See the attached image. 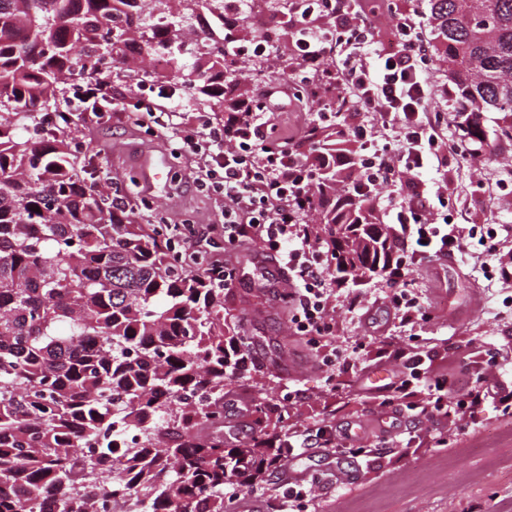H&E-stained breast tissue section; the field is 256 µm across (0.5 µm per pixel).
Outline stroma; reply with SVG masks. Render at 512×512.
I'll use <instances>...</instances> for the list:
<instances>
[{"label": "stroma", "mask_w": 512, "mask_h": 512, "mask_svg": "<svg viewBox=\"0 0 512 512\" xmlns=\"http://www.w3.org/2000/svg\"><path fill=\"white\" fill-rule=\"evenodd\" d=\"M92 147L106 165L114 191L125 197L131 209L149 202L165 223L200 224L224 221V200L199 189L184 178L167 184V195L157 196L134 184L138 159L147 152L168 151L169 133L154 118L89 121ZM500 162L476 170L441 156L438 164L417 177L431 187L447 183L455 199L454 219L459 224L483 227L512 226V144L497 145ZM210 249L213 259L235 266L239 279L224 292V325L232 333L249 336L254 362L243 378L231 386L242 395V408L226 411L224 435L231 445H245V437L257 432L258 423L249 404L263 402L269 408V431H285L298 425L337 419L359 423L363 438L338 437L343 448L340 463L347 471L342 482L327 473L332 458L315 453L296 462L311 487L307 512H512V417L489 412L469 432L447 420L441 424L443 443L424 432L394 435L378 426L372 392L364 390L362 377L378 368L396 373L404 362L397 353L407 339L400 330L375 332L373 323L391 321L384 298L386 289L375 280L339 284L336 289V334L324 351H339V358L322 367L314 363L302 338L289 328L286 308L267 293V273L259 262L260 242L223 250V237ZM416 288L426 296L432 317L417 324L425 352L433 365L452 364L470 373L488 372L487 361L498 352H512V315H503L502 302L512 296V282L485 280L479 261L458 255L456 266L427 261L414 267ZM360 295L371 318L348 312L349 294ZM301 390L296 403H287L289 389ZM352 448L369 449L366 457L349 456Z\"/></svg>", "instance_id": "obj_1"}]
</instances>
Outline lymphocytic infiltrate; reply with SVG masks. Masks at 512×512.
Masks as SVG:
<instances>
[{"mask_svg":"<svg viewBox=\"0 0 512 512\" xmlns=\"http://www.w3.org/2000/svg\"><path fill=\"white\" fill-rule=\"evenodd\" d=\"M391 34L395 51L363 61L375 24L356 0H293L288 23L294 52L302 67L300 84L310 81L309 69L327 57H335L336 73L361 111L372 113L377 126L352 124L346 138L359 143L352 155H337L336 165L360 186H391L393 204L385 228L391 254L377 281L390 288L388 304L399 324L430 320L429 308L413 286L414 266L425 259L473 251L482 260L486 279L512 275V249H505L499 225L477 230L449 221L435 222L424 195L434 196L441 210L451 198L441 187L420 193L418 174L439 157L440 147L475 168H482L486 155L462 141H443L430 112V60L425 49L424 25L414 10L394 8ZM284 85H270L253 92L233 111L216 120L205 113L172 122L169 143L177 154L203 162L199 186L224 198V245L233 249L248 240L262 243L267 258L276 260L288 273V289L281 298L291 312L293 335L305 337L311 352H319L322 341L336 332L331 313L336 299V276L330 268L321 239L311 225L298 223L297 213L317 196L314 168L301 151L299 135L270 122L275 100L288 96ZM167 83L150 86L135 102H127L112 85L111 70L83 77L78 91L69 97L70 111L92 118L98 99H107L116 112H154L160 100L170 98ZM400 128L399 139L387 137ZM410 355L404 373L397 376L380 396L381 410H392L412 386L424 387L426 398L418 405L415 420L438 424L459 416L478 419L487 409L512 412V386L484 378L473 384L469 376L438 375L430 371L422 350V338L408 337ZM459 397L449 401V391ZM344 424L314 425L278 435L280 447L298 456L311 448H332Z\"/></svg>","mask_w":512,"mask_h":512,"instance_id":"f902f5d3","label":"lymphocytic infiltrate"}]
</instances>
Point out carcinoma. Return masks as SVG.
<instances>
[{"label": "carcinoma", "mask_w": 512, "mask_h": 512, "mask_svg": "<svg viewBox=\"0 0 512 512\" xmlns=\"http://www.w3.org/2000/svg\"><path fill=\"white\" fill-rule=\"evenodd\" d=\"M0 0V512H90L95 494L120 512H224V487H250L286 460L259 438L224 447L225 387L246 368L224 334V288L201 271L202 252L179 245L176 229L143 213L114 216L104 161L60 97L76 69L95 74L121 60L139 74L167 55L173 83L211 112L241 101L246 81L288 75L287 28L261 33L245 20L195 42L201 84L185 69V38L200 36L197 6L221 0ZM439 70L447 73L462 138L487 147L512 142V0H430ZM259 36L272 57L249 69L224 54L226 34ZM139 45L130 60L127 48ZM334 61L316 65L318 89ZM501 122L489 132L482 114ZM313 158L331 150L315 126ZM339 175L318 168L323 200ZM39 208L40 212L33 211ZM372 196L348 190L331 207L311 205L336 279L366 275L384 253L346 265L358 235L382 237ZM97 447L81 453L89 440Z\"/></svg>", "instance_id": "obj_1"}]
</instances>
